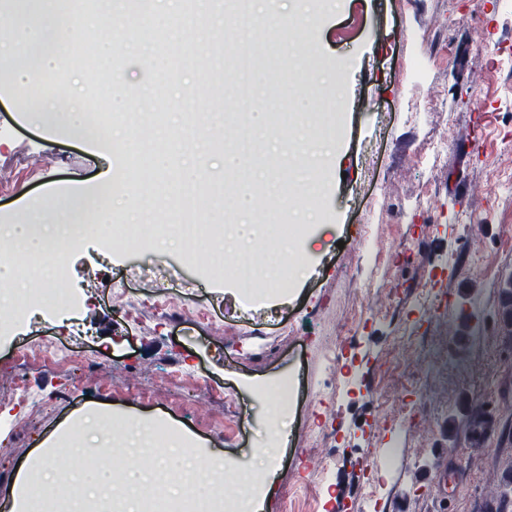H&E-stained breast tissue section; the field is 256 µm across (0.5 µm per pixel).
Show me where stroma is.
Segmentation results:
<instances>
[{
  "mask_svg": "<svg viewBox=\"0 0 512 512\" xmlns=\"http://www.w3.org/2000/svg\"><path fill=\"white\" fill-rule=\"evenodd\" d=\"M77 26L63 43L69 65L18 85L27 43L44 24L42 0H0V225L29 221L28 202L54 185L97 190L103 173L137 193L113 140L93 147L75 128L45 130L23 119L44 94L64 99L82 85L91 112L90 79L121 85L125 106L111 105L123 131L133 113L164 118L154 138L178 127L173 95L208 100L196 142L174 146L148 167L157 179L183 176L197 155L195 184L213 208L210 224H232L240 195L228 187L235 125L229 5L213 11L205 36L176 25L175 12L154 0H112L111 22L97 21L85 0H53ZM197 46L210 75L182 70L169 77L174 43ZM258 109L249 120L258 141L248 206L253 222L225 235L234 262L269 250L268 225L293 227L290 243L315 224L335 225L314 253L301 254L283 288L244 302L230 273L205 270L171 240L110 246V225L88 203L49 201L58 222L78 216L84 231L66 241L59 285H78L70 319L51 312L0 334V507L17 494L16 472L39 459L79 448L91 469L102 458L141 463L140 431L163 427L191 442L171 448L160 479L171 492L181 471L205 469L202 490L243 469H272L254 481L260 512H285L291 494L317 488L307 512H494L512 495V336L502 333L512 277V6L505 0H285L276 26L261 25L252 43ZM311 182L315 224L295 221L301 182ZM368 289L360 303L358 289ZM192 297L207 315L183 310ZM447 309L438 325L433 306ZM413 342L399 345L403 325ZM360 326L357 350L340 341ZM451 339L454 363L433 362L430 344ZM43 345L73 347L89 368L37 361L17 352ZM206 378L210 391L197 387ZM288 378L293 394L280 407L274 385ZM490 432L467 437L461 424L474 408ZM108 440L105 418L123 422ZM388 459L375 476L340 463L344 451ZM224 470L209 466L214 454ZM462 466L437 504L440 460Z\"/></svg>",
  "mask_w": 512,
  "mask_h": 512,
  "instance_id": "1",
  "label": "stroma"
}]
</instances>
